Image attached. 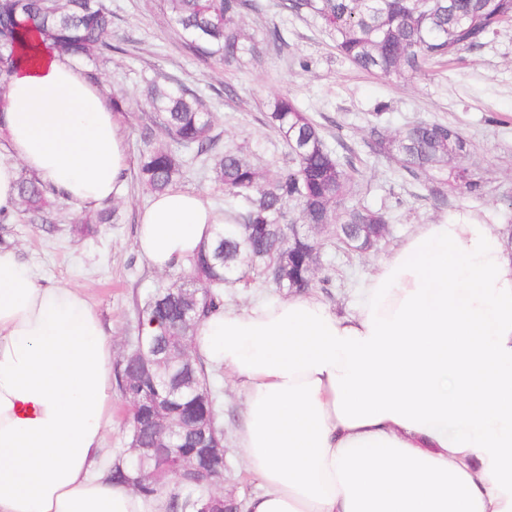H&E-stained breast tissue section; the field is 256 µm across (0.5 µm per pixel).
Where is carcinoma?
Returning a JSON list of instances; mask_svg holds the SVG:
<instances>
[{
	"instance_id": "obj_1",
	"label": "carcinoma",
	"mask_w": 512,
	"mask_h": 512,
	"mask_svg": "<svg viewBox=\"0 0 512 512\" xmlns=\"http://www.w3.org/2000/svg\"><path fill=\"white\" fill-rule=\"evenodd\" d=\"M163 7L194 52L231 64L260 51L259 42L242 26L243 14L259 10L260 0H163ZM289 9L319 18L345 60L384 77L411 76L427 63L442 64L512 22V0H290ZM28 23L47 49L89 67L87 76L94 82L99 63L119 50L112 45V10L105 0H0V92L7 91L16 72V49L24 42ZM145 103L158 114L166 135L181 150L197 156L214 151L212 116L194 92L152 84ZM263 107L269 126L288 148L293 168L286 175L267 176L240 150L214 156V181L224 189V223L215 226L211 241L191 259L187 276L148 298L137 335L143 340V351L121 364L125 400L136 394L141 401L139 413L129 419L130 427H138L139 443L145 447L154 439L147 422V400L156 395L164 397L171 420L190 423L209 418L218 439H223L215 383L221 367L192 353L163 367L156 361L177 345L193 344L200 320L224 306V285L261 274L282 291L306 292L316 277L309 254L317 249L306 225L327 224L328 233L335 234L337 241L362 253L383 240L390 224L388 212L381 208L346 205L353 183L348 166L292 99L273 96ZM371 134L376 136L377 151L403 167L438 174L431 194L439 203L445 202L450 176L471 190L478 187L467 171L458 169L457 159L468 143L452 126L421 121L385 138L376 125ZM181 150L147 140L139 160V181L155 194L174 186L183 176ZM17 191V212L32 221L48 222L55 204L53 191L30 173L19 177ZM291 208L301 212L304 226L281 223L285 210ZM117 219V208L101 209L81 218L72 231L88 235L96 225ZM196 286L205 292L198 295L196 309L187 314L178 292ZM150 324L159 333H147ZM165 439L175 455L207 441L202 432L179 426L166 432ZM156 466V461L146 458L136 474L119 457L113 461L111 477L126 484L140 476L135 490L147 500H164L165 512L209 508L201 472L158 481L153 476Z\"/></svg>"
}]
</instances>
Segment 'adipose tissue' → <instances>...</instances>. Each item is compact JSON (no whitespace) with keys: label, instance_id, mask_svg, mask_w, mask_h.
<instances>
[{"label":"adipose tissue","instance_id":"1","mask_svg":"<svg viewBox=\"0 0 512 512\" xmlns=\"http://www.w3.org/2000/svg\"><path fill=\"white\" fill-rule=\"evenodd\" d=\"M0 101V212L20 170L86 210L126 179L117 115L39 37ZM200 194L143 209L137 249L188 266L223 223ZM197 353L244 398L245 512H512V247L469 212L420 225L341 315L298 294L203 321ZM112 347L80 291L0 247V512H160L109 478Z\"/></svg>","mask_w":512,"mask_h":512}]
</instances>
